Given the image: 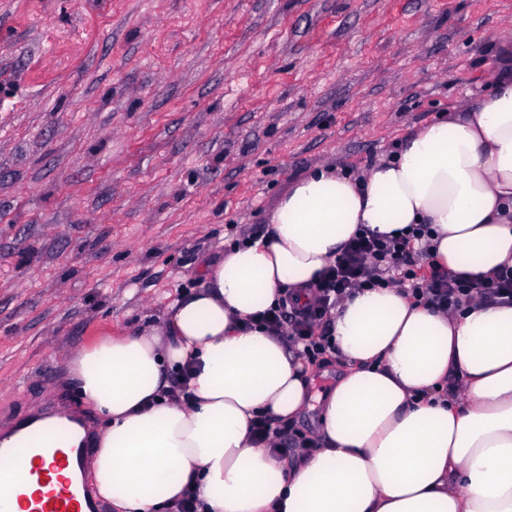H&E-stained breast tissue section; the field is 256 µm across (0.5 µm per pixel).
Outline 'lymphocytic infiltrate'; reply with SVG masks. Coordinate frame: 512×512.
Instances as JSON below:
<instances>
[{"instance_id":"obj_1","label":"lymphocytic infiltrate","mask_w":512,"mask_h":512,"mask_svg":"<svg viewBox=\"0 0 512 512\" xmlns=\"http://www.w3.org/2000/svg\"><path fill=\"white\" fill-rule=\"evenodd\" d=\"M428 235L427 225L415 224L401 236L355 237L315 284L311 302L301 305L282 296L276 307L258 315V325L300 344L304 357L315 364L334 346L328 333L329 312L363 288L395 282L414 301L446 311L460 309L476 298L512 302V269L477 281L454 278L429 261L424 243Z\"/></svg>"}]
</instances>
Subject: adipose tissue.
I'll list each match as a JSON object with an SVG mask.
<instances>
[{
    "mask_svg": "<svg viewBox=\"0 0 512 512\" xmlns=\"http://www.w3.org/2000/svg\"><path fill=\"white\" fill-rule=\"evenodd\" d=\"M433 230L430 259L470 280L512 268V64L475 102L407 137L362 177L323 165L269 227L204 263L135 334L64 355L103 418L89 469L116 512H512V305L451 315L394 286L331 314L334 378L314 391L297 349L247 319L301 302L355 234ZM259 415L311 416L317 448L255 443Z\"/></svg>",
    "mask_w": 512,
    "mask_h": 512,
    "instance_id": "obj_1",
    "label": "adipose tissue"
}]
</instances>
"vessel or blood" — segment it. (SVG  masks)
I'll use <instances>...</instances> for the list:
<instances>
[{"label":"vessel or blood","mask_w":512,"mask_h":512,"mask_svg":"<svg viewBox=\"0 0 512 512\" xmlns=\"http://www.w3.org/2000/svg\"><path fill=\"white\" fill-rule=\"evenodd\" d=\"M21 451L32 459L27 476L32 491L20 498L22 512H101L99 503L89 499L75 479L88 463L87 444L69 446L61 431L55 446L29 444Z\"/></svg>","instance_id":"1"}]
</instances>
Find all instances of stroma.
<instances>
[{"mask_svg":"<svg viewBox=\"0 0 512 512\" xmlns=\"http://www.w3.org/2000/svg\"><path fill=\"white\" fill-rule=\"evenodd\" d=\"M512 0H0V427L159 317L292 182L485 91Z\"/></svg>","mask_w":512,"mask_h":512,"instance_id":"1","label":"stroma"}]
</instances>
